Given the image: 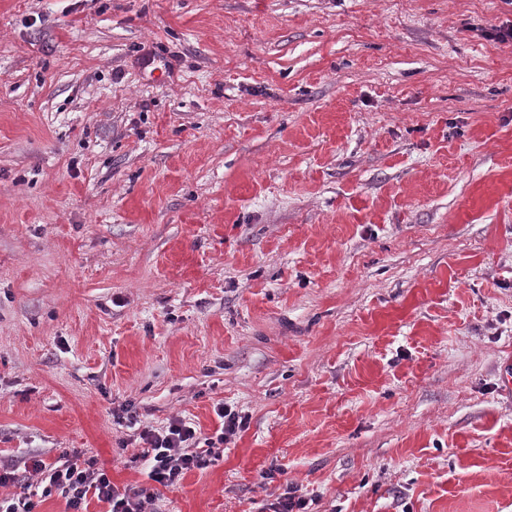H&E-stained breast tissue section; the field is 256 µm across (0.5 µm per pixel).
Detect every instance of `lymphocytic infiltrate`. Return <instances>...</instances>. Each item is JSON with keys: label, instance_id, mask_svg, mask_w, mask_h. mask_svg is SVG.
<instances>
[{"label": "lymphocytic infiltrate", "instance_id": "lymphocytic-infiltrate-1", "mask_svg": "<svg viewBox=\"0 0 512 512\" xmlns=\"http://www.w3.org/2000/svg\"><path fill=\"white\" fill-rule=\"evenodd\" d=\"M222 424L219 434L200 437L195 427L175 418L163 429L144 427L139 438L144 444L140 455L147 477L157 485H176L186 472L203 469L222 457L225 436L245 428V417L216 405ZM40 485L42 497L65 499L70 512H88L90 499L107 504V512H158L157 495L148 488L119 490L106 470L93 458H82L80 451L63 452L55 462H45L30 454L24 465L0 460V512H34L32 485Z\"/></svg>", "mask_w": 512, "mask_h": 512}]
</instances>
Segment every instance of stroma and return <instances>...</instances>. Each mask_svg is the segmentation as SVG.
<instances>
[{"instance_id":"35a3bbf8","label":"stroma","mask_w":512,"mask_h":512,"mask_svg":"<svg viewBox=\"0 0 512 512\" xmlns=\"http://www.w3.org/2000/svg\"><path fill=\"white\" fill-rule=\"evenodd\" d=\"M509 23L0 0V455L142 487L139 427L221 403L160 512H512ZM307 505L308 500L300 489L286 485L282 493L266 500L259 512H304Z\"/></svg>"}]
</instances>
